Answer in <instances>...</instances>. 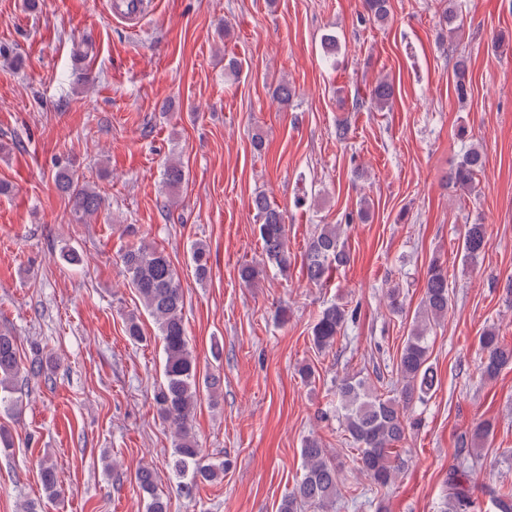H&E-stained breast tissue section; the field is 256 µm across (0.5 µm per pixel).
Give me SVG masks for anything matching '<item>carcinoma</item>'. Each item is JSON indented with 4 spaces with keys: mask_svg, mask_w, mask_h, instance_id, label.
I'll use <instances>...</instances> for the list:
<instances>
[{
    "mask_svg": "<svg viewBox=\"0 0 512 512\" xmlns=\"http://www.w3.org/2000/svg\"><path fill=\"white\" fill-rule=\"evenodd\" d=\"M362 19L384 25L389 18V0H363ZM462 6L459 0H448L440 14L439 24L455 41L463 27ZM457 98L468 95L467 65L463 57L453 66ZM395 85L386 78L376 79L369 91V99L359 97L356 104H367L379 110L392 107ZM486 157L483 149L472 144L451 173L452 183L461 190L471 191L478 173L483 171ZM163 180L171 190H177L186 181L181 161L170 159L163 171ZM53 181L56 189L67 198L71 212L80 220L98 213L103 197L89 183L75 177L69 161L55 163ZM261 224L259 237L266 258V266L284 274L290 265L287 248L288 227L283 214L268 197L258 193L252 199ZM341 225H325L315 233L304 257V269L309 283L323 285L333 272L347 266L350 254L342 241ZM488 246L485 225H465L461 241L463 260L475 262ZM191 261L197 279L208 273V253L205 246L191 247ZM121 262L131 286L139 294L149 315L155 320L163 339V380L154 395L159 418L174 433L173 452L169 467L181 479L179 488L189 496L193 489L210 483L224 474V463H206L203 450L192 432L200 387L215 395L220 389V378L200 375L196 356L189 347L184 320L183 291L178 274L165 253L155 247L132 243L121 255ZM265 272V266L243 263L238 268L240 281L252 285ZM448 269L436 260L427 269L423 295L415 312L412 328L405 337L395 365V378L387 393L379 392L368 378L346 375L336 383V415L344 432L355 447V463L359 474L368 481V489L381 491L391 486L399 473L401 459L396 446L421 426V420L407 414L410 406L427 401L435 387L434 368L429 363V337L433 328L448 316L452 306ZM388 306L395 315L404 311L403 289L395 283L386 292ZM357 312L346 304L332 303L318 315L311 327V341L320 351L331 350L341 331L356 318ZM126 335L135 344L144 340V332L137 315L126 319ZM482 356L481 375L492 380L512 365V346H506L494 327L479 336ZM44 374L43 358L35 356L22 362L15 337L0 333V408L11 413L17 409L21 383L30 377ZM493 430L491 424L480 422L457 438L454 448L455 464L448 469L444 497L446 512H473L476 505L469 481L470 467L479 460L480 450ZM303 473L293 489L281 502L279 512H298L309 506L315 512H330L342 497L344 479L334 459L323 448L319 439L311 436L301 448ZM41 483L50 495L58 493L57 476L53 465L39 463ZM136 481L146 494V512H168L169 500L158 493L154 471L143 467L136 473ZM493 512H512V488L496 482L484 485Z\"/></svg>",
    "mask_w": 512,
    "mask_h": 512,
    "instance_id": "obj_1",
    "label": "carcinoma"
}]
</instances>
